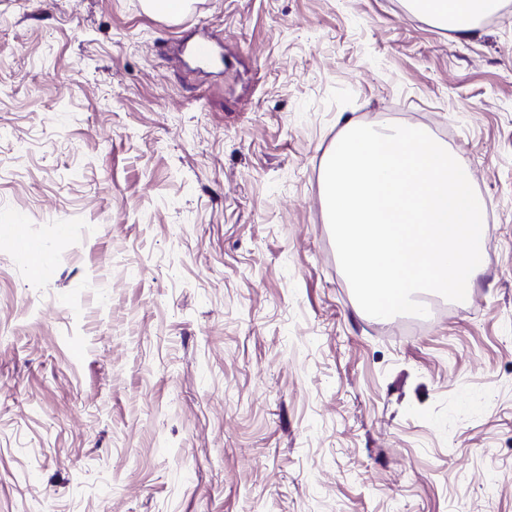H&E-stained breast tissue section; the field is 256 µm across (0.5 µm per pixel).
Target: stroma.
I'll use <instances>...</instances> for the list:
<instances>
[{"mask_svg":"<svg viewBox=\"0 0 512 512\" xmlns=\"http://www.w3.org/2000/svg\"><path fill=\"white\" fill-rule=\"evenodd\" d=\"M349 120L484 202L424 329L340 267ZM0 512H512V0L468 36L404 0H0Z\"/></svg>","mask_w":512,"mask_h":512,"instance_id":"35a3bbf8","label":"stroma"}]
</instances>
